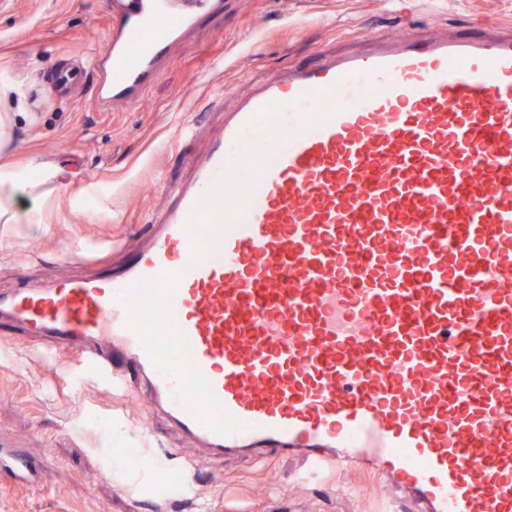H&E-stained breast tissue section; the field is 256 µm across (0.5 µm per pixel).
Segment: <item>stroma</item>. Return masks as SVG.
Instances as JSON below:
<instances>
[{
  "mask_svg": "<svg viewBox=\"0 0 512 512\" xmlns=\"http://www.w3.org/2000/svg\"><path fill=\"white\" fill-rule=\"evenodd\" d=\"M512 26V0H224L167 53L132 103L101 105L93 67L115 28L104 0H14L0 12V113L14 137L0 162L33 157L54 175L40 224L0 223V293L120 269L172 203L167 184L220 135L224 111L260 81L360 48L368 33L469 35L477 20ZM69 97L51 92L68 60ZM197 127L180 136L184 120ZM15 323L0 325V448H23L46 473L34 489L0 471V512H415L378 474L305 476L298 456L212 457L170 427L144 395H112L76 358L42 360ZM138 448L165 468L141 475Z\"/></svg>",
  "mask_w": 512,
  "mask_h": 512,
  "instance_id": "35a3bbf8",
  "label": "stroma"
}]
</instances>
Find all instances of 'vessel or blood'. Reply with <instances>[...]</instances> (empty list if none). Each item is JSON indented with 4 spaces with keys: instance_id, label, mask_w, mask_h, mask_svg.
<instances>
[{
    "instance_id": "obj_1",
    "label": "vessel or blood",
    "mask_w": 512,
    "mask_h": 512,
    "mask_svg": "<svg viewBox=\"0 0 512 512\" xmlns=\"http://www.w3.org/2000/svg\"><path fill=\"white\" fill-rule=\"evenodd\" d=\"M220 0H122L100 103ZM224 114L118 274L0 295L210 454L381 474L423 512H512V34L364 36ZM12 474L43 485L25 449Z\"/></svg>"
}]
</instances>
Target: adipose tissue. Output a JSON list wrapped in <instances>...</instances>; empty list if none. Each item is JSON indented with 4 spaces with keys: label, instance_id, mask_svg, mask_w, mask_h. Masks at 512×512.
Instances as JSON below:
<instances>
[{
    "label": "adipose tissue",
    "instance_id": "1",
    "mask_svg": "<svg viewBox=\"0 0 512 512\" xmlns=\"http://www.w3.org/2000/svg\"><path fill=\"white\" fill-rule=\"evenodd\" d=\"M51 176L47 165L32 160L20 165H0V222L42 223L44 195L41 187Z\"/></svg>",
    "mask_w": 512,
    "mask_h": 512
}]
</instances>
